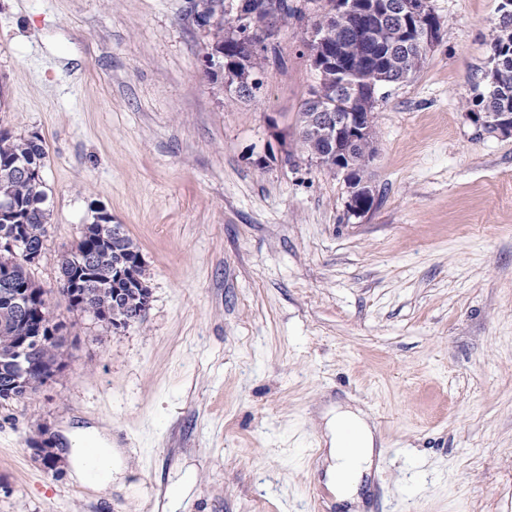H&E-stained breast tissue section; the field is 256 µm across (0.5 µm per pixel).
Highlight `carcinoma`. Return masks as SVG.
I'll list each match as a JSON object with an SVG mask.
<instances>
[{"instance_id": "obj_1", "label": "carcinoma", "mask_w": 512, "mask_h": 512, "mask_svg": "<svg viewBox=\"0 0 512 512\" xmlns=\"http://www.w3.org/2000/svg\"><path fill=\"white\" fill-rule=\"evenodd\" d=\"M353 13L345 19L333 16L336 0H323L321 11L311 25L323 31L320 43L307 45L310 53L334 54L340 67H329L321 75L324 95L315 92L305 100L297 122L301 152L319 161V166L336 171L343 155L318 134L323 112H343V101L351 96H336L341 81L339 69L348 71L353 92L366 86L378 88L401 81L403 71L419 72L426 56L417 52L413 20L400 13L401 0H350ZM197 23L207 31L210 52L206 58L222 71L223 80L238 87L236 96L252 100L263 87L261 78L266 57L252 54L237 45L249 28L264 33L275 29L278 21L305 12L288 0H200ZM231 8L242 25L224 28V13ZM492 67L485 74L487 89L478 92L472 105L481 112L512 113V15L500 17L498 35L491 46ZM368 145L356 143L351 149L354 172L362 178L366 165L358 162ZM47 158L44 141L38 136L14 135L0 130V242L12 240L15 250L0 255V267L9 266L10 274L0 279V400H19L30 394L24 380H36L41 370L52 366L63 369V324L53 323L55 335L50 347L16 351L34 313L26 306L30 294L47 295L29 275V255L45 249L47 210L42 177ZM88 233L79 236L72 248L61 255L62 280L70 283L66 302L70 311L83 313L108 332L117 325L127 327L142 320L150 291L145 279L127 286L116 279L120 272L135 269L143 275V260L138 246L126 233L112 234V218L98 215L86 225Z\"/></svg>"}]
</instances>
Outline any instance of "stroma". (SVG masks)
Returning <instances> with one entry per match:
<instances>
[{
    "label": "stroma",
    "mask_w": 512,
    "mask_h": 512,
    "mask_svg": "<svg viewBox=\"0 0 512 512\" xmlns=\"http://www.w3.org/2000/svg\"><path fill=\"white\" fill-rule=\"evenodd\" d=\"M197 2L0 0V128L48 152L29 272L65 364L0 402V512H347L314 424L336 402L377 433L363 512H512V137L469 117L501 0H428L440 38L381 91L365 211L296 143L306 23L280 24L258 98L232 101ZM100 212L151 291L111 333L58 291ZM102 420L106 496L37 455Z\"/></svg>",
    "instance_id": "1"
}]
</instances>
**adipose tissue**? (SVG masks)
<instances>
[{
    "label": "adipose tissue",
    "instance_id": "1",
    "mask_svg": "<svg viewBox=\"0 0 512 512\" xmlns=\"http://www.w3.org/2000/svg\"><path fill=\"white\" fill-rule=\"evenodd\" d=\"M319 427L329 491L336 503L359 505V485L375 463L376 437L368 415L359 408L330 405L321 411ZM66 438L72 479L95 492L108 491L117 455L108 423L70 429Z\"/></svg>",
    "mask_w": 512,
    "mask_h": 512
}]
</instances>
